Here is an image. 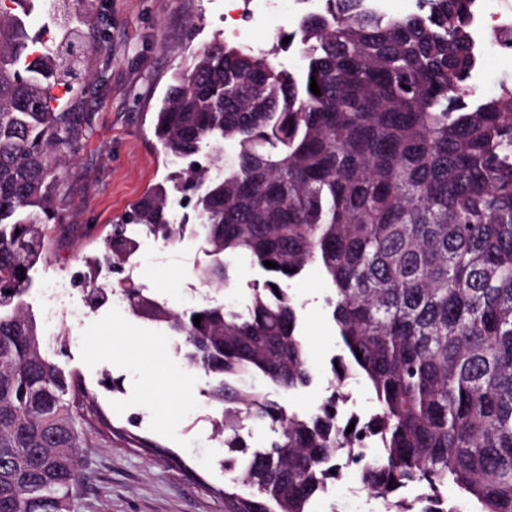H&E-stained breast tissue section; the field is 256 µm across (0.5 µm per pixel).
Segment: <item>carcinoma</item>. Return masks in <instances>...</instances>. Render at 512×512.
Instances as JSON below:
<instances>
[{"mask_svg": "<svg viewBox=\"0 0 512 512\" xmlns=\"http://www.w3.org/2000/svg\"><path fill=\"white\" fill-rule=\"evenodd\" d=\"M9 2L0 10V512H72L82 441L112 437L25 297L51 241L60 170L93 127L91 113L61 109L52 94L71 88L83 64L73 22L90 15L61 20L43 42L25 23L38 0ZM320 2L277 35L301 70L214 43L174 78L156 116L171 157L190 158L205 141L235 149L224 176L192 161L177 189L209 245L202 282L227 285L226 256L238 253L268 274L248 316L209 303L178 314L142 288L125 297L180 338L209 378V399L224 406V447L245 455L226 512H308L351 462L388 512H461L445 504L448 486L471 512H512V85L484 96L472 84L476 0H416L402 17L362 0ZM168 197L159 185L112 225V268L136 246L127 225L183 232ZM310 264L335 287L343 354L330 395L299 416L247 380L285 392L312 383L282 285ZM359 376L376 412L349 432L336 402ZM244 415L269 429L253 450L239 434ZM359 428L378 452L357 445ZM410 485L425 489L418 511L395 496Z\"/></svg>", "mask_w": 512, "mask_h": 512, "instance_id": "carcinoma-1", "label": "carcinoma"}]
</instances>
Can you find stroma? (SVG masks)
<instances>
[{
	"label": "stroma",
	"instance_id": "obj_1",
	"mask_svg": "<svg viewBox=\"0 0 512 512\" xmlns=\"http://www.w3.org/2000/svg\"><path fill=\"white\" fill-rule=\"evenodd\" d=\"M253 9V0H96L90 30L79 43L84 65L70 88L55 90L60 106L94 113V132L61 171L54 244L36 267L26 302L42 315L45 294L63 276L107 293L103 305L89 309L82 321L59 322L55 334L66 339L63 364L81 375L118 430L111 445L92 436L81 448L76 512H224V491L231 483L224 470L227 450L217 433L223 409L206 394L208 378L188 366L177 337L125 310L118 295L132 286L144 288L181 312L201 291L212 304L243 314L265 272L239 255L229 260L226 287L203 284L198 270L210 260L208 245L195 230L193 209L175 195L169 198V216L185 225L181 239L170 243L132 225L128 234L137 249L122 271L96 281L88 278L85 260L102 257L113 224L131 204L183 168L156 138L154 121L175 75L195 54L227 42L291 69L301 66L294 50L276 49L274 34L293 28L307 4L302 0L294 11L264 23L252 20ZM285 286L297 303L316 377L290 392L259 379L254 385L289 413L306 415L326 396L330 361L341 352L328 304L334 289L315 264ZM126 336L147 337L151 347L127 349ZM172 378L181 383L175 396L162 403L147 398L149 389ZM110 379L119 381L120 390L106 388ZM386 508L383 499L357 490L347 475L337 480L335 494L322 495L313 505L314 512Z\"/></svg>",
	"mask_w": 512,
	"mask_h": 512
}]
</instances>
